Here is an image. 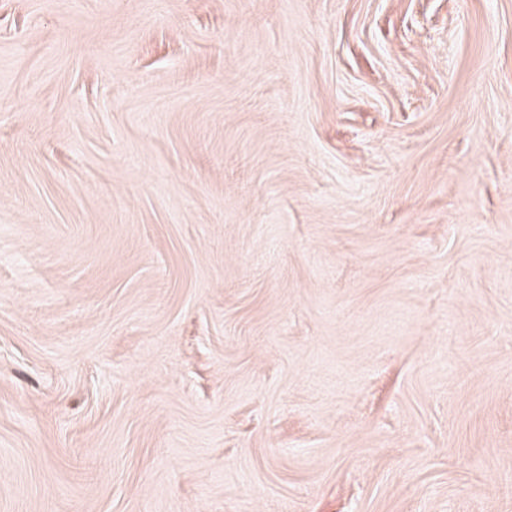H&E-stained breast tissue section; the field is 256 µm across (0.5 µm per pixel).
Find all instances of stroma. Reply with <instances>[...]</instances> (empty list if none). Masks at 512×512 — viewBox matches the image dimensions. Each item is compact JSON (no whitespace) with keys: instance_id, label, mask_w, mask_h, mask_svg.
Instances as JSON below:
<instances>
[{"instance_id":"obj_1","label":"stroma","mask_w":512,"mask_h":512,"mask_svg":"<svg viewBox=\"0 0 512 512\" xmlns=\"http://www.w3.org/2000/svg\"><path fill=\"white\" fill-rule=\"evenodd\" d=\"M0 512H512V0H0Z\"/></svg>"}]
</instances>
